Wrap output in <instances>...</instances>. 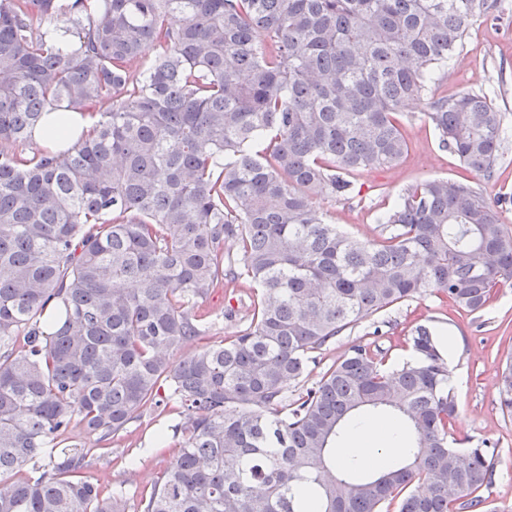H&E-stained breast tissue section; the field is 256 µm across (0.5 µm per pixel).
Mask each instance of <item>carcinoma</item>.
I'll return each instance as SVG.
<instances>
[{
	"label": "carcinoma",
	"instance_id": "cac0c4a2",
	"mask_svg": "<svg viewBox=\"0 0 512 512\" xmlns=\"http://www.w3.org/2000/svg\"><path fill=\"white\" fill-rule=\"evenodd\" d=\"M498 2L0 0V512H128L123 488L81 476L83 450L46 448L161 406L175 461L134 512H486L488 441L450 445L431 328L397 368L360 341L316 386L286 384L395 303L430 291L478 311L512 284L500 204L466 182L408 187L373 240L314 205L397 167L399 116L422 102L439 145L492 177L501 112L431 85ZM59 24L77 42L46 45ZM53 110L89 115L90 135L26 150ZM226 282L255 299L213 343L202 303ZM500 381L512 416L511 355ZM375 410L413 443L364 476L336 440Z\"/></svg>",
	"mask_w": 512,
	"mask_h": 512
}]
</instances>
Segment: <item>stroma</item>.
<instances>
[{
    "mask_svg": "<svg viewBox=\"0 0 512 512\" xmlns=\"http://www.w3.org/2000/svg\"><path fill=\"white\" fill-rule=\"evenodd\" d=\"M448 77L435 93L490 92L492 102L512 132V0H500L497 12L475 20L456 55L447 66ZM409 153L391 170H360L351 177L353 193L345 199L321 197L316 208L330 222L360 239L379 234L378 219L390 210L409 185L434 178L466 180L491 201L502 204V221L512 232V135L491 179L477 176L459 159L441 148L422 105H414L401 119ZM253 290L230 283L214 289L204 305L217 320L209 335L218 342L248 322ZM452 337L456 351L447 356L456 413L448 428L457 447L469 448L489 440L494 447V481L487 491L498 512H512V417L499 408V367L512 353V285L493 289L483 310L470 312L449 305L431 292L394 305L344 331L327 343L309 362L306 373L292 389L312 386L324 371L355 342H370L382 349L389 363L402 364L411 355L405 336L417 325ZM176 415L144 410L118 435L97 441L82 428L63 436L69 447L87 449L85 476L112 488L124 485L130 495H148L173 460V451L155 446L154 433L171 424Z\"/></svg>",
    "mask_w": 512,
    "mask_h": 512,
    "instance_id": "stroma-1",
    "label": "stroma"
}]
</instances>
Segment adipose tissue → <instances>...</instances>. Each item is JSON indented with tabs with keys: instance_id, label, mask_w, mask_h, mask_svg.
Listing matches in <instances>:
<instances>
[{
	"instance_id": "adipose-tissue-1",
	"label": "adipose tissue",
	"mask_w": 512,
	"mask_h": 512,
	"mask_svg": "<svg viewBox=\"0 0 512 512\" xmlns=\"http://www.w3.org/2000/svg\"><path fill=\"white\" fill-rule=\"evenodd\" d=\"M351 443L337 449V461L357 459L368 470L382 468L386 459L397 456L400 451L402 428L398 423H377L368 419H357L351 425Z\"/></svg>"
}]
</instances>
